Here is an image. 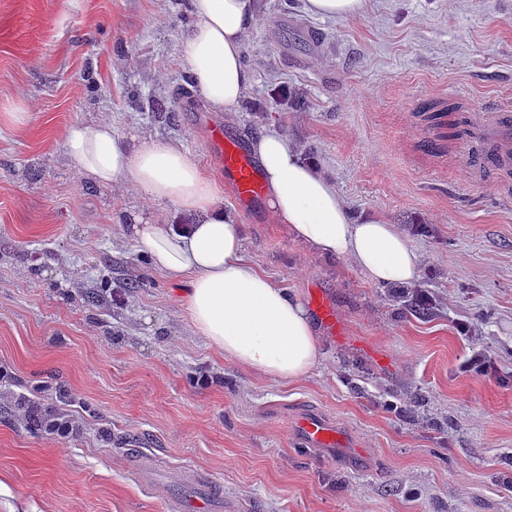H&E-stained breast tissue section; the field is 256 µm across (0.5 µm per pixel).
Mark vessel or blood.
<instances>
[{"label":"vessel or blood","mask_w":512,"mask_h":512,"mask_svg":"<svg viewBox=\"0 0 512 512\" xmlns=\"http://www.w3.org/2000/svg\"><path fill=\"white\" fill-rule=\"evenodd\" d=\"M208 134L213 162L230 183L236 204L246 208L262 200L264 182L242 144L226 137L223 128L217 125L210 126ZM486 139L495 140L506 149L512 147V109L500 108L496 118L474 128L473 142ZM310 304L320 323L328 331H335L336 310L329 299L316 292L312 294ZM294 438L299 445L307 448H348L352 445L349 437L329 418L314 411L304 413L297 419Z\"/></svg>","instance_id":"1"}]
</instances>
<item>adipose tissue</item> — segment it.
<instances>
[{"instance_id": "1", "label": "adipose tissue", "mask_w": 512, "mask_h": 512, "mask_svg": "<svg viewBox=\"0 0 512 512\" xmlns=\"http://www.w3.org/2000/svg\"><path fill=\"white\" fill-rule=\"evenodd\" d=\"M195 17L181 56L210 105L236 111L251 77L242 51L252 0H190ZM66 150L76 168L98 185L129 177L152 200L195 214L175 231L133 216L135 237L154 265L186 280L183 305L192 324L225 358L278 381H292L315 365L320 345L301 302L247 257L243 227L224 209V194L181 146L129 139L109 123L70 127ZM250 147L263 172L270 212L297 240L351 261L371 281L410 284L418 257L392 224L354 221L335 184L303 160L288 137L265 131Z\"/></svg>"}]
</instances>
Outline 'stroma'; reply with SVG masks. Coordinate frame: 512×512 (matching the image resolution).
<instances>
[{"label": "stroma", "instance_id": "1", "mask_svg": "<svg viewBox=\"0 0 512 512\" xmlns=\"http://www.w3.org/2000/svg\"><path fill=\"white\" fill-rule=\"evenodd\" d=\"M194 21L190 0H0V512H167L170 496L197 493L188 469L246 512H512V173L474 167L458 137L429 149L426 119L455 104L466 129L512 100V0H368L346 19L257 0L235 112L193 86L180 38ZM18 109L25 125L8 119ZM207 118L241 142L288 135L353 219L396 225L418 256L412 284L375 283L265 204L240 213L225 197L260 270L336 306L339 332L318 329L321 356L291 383L198 336L183 282L129 225L193 216L127 178L99 186L65 149L71 125L107 121L180 144L220 184ZM138 277L123 302L86 306L102 281ZM475 355L487 372L464 371ZM23 397L67 409L79 434L47 435ZM307 411L356 450L295 446Z\"/></svg>", "mask_w": 512, "mask_h": 512}]
</instances>
